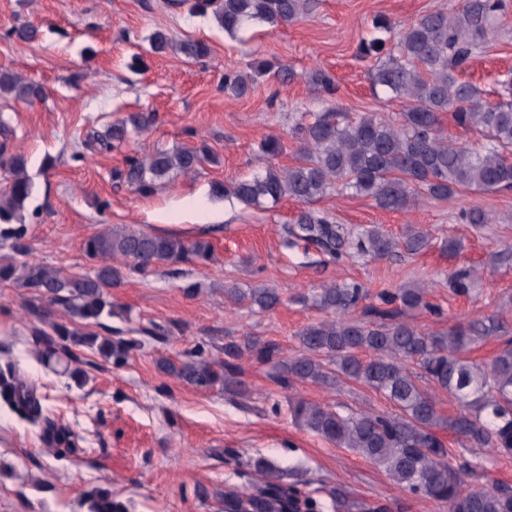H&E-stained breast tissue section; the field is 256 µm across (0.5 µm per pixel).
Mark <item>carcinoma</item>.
I'll return each mask as SVG.
<instances>
[{"instance_id":"1","label":"carcinoma","mask_w":512,"mask_h":512,"mask_svg":"<svg viewBox=\"0 0 512 512\" xmlns=\"http://www.w3.org/2000/svg\"><path fill=\"white\" fill-rule=\"evenodd\" d=\"M313 0H169L173 8L211 13L225 32L233 35L262 22L273 27L292 25L312 11ZM506 0H465L456 14L443 9L426 13L415 22L394 30L384 16L372 21L373 34L362 40L358 56L371 62L373 86L392 98H406L410 105L394 118L363 114L339 121L333 111L302 112L294 130L300 139L297 162L287 168L272 163L281 152L277 137L261 141L260 150L271 160L261 175L217 183L213 192L233 197L245 205L262 207L291 199L305 206L295 223L284 227L285 243L293 248L304 242L316 247L332 262L351 254L373 258L401 249L418 253L428 246V234L417 228L395 239L376 227L355 233L338 224L328 213L311 204L329 191H352L369 197L384 210L416 205L423 196L446 199L460 188L482 191L512 190V73L500 80L507 100L489 103L480 90L460 78L499 15ZM187 58L210 54L207 44L187 39L178 45ZM274 74L286 82L288 68L255 61L250 71L224 73V92L245 97L256 78ZM33 103L45 96L44 88L6 72H0V96ZM450 113L456 125L476 129L490 142L481 150L448 138L440 116ZM154 120L150 112H136L109 125L105 132L90 131L83 146L91 151L121 147L132 130H145ZM0 240L15 249L27 233L22 223L25 202L34 191L26 175V159L9 151V127L0 119ZM216 157L205 145L125 158V167L113 178L147 195L154 182L171 173L191 174ZM85 257L95 262L90 273L68 274L42 263L20 265L0 262V283L26 289L40 305L31 309L46 328H34L37 357L49 371L77 384L85 379L75 366L74 346H86L120 365L138 347L134 339L99 338L92 331L102 319L117 314L112 289L132 274L142 277L159 265L206 266L213 260L212 245L186 240L171 233L114 228L87 237ZM119 258V266L108 263ZM476 273L464 269L451 273L450 284L465 294ZM232 305L268 312L282 303L274 288L256 285L224 289ZM367 290L355 281L334 282L317 289L302 301L325 317L302 327L296 334L298 354L285 358L275 340L245 337L224 344V359L209 362L192 352L179 362L162 360L160 371L197 387H213L239 393L243 390L241 361L249 358L272 368L280 390L290 393L296 384L309 382L337 389L358 383L383 394L395 407L391 414L371 411L343 414L326 405L288 399L292 419L316 436L348 448L381 467L401 488L448 506V512H512V487L494 484L473 487L470 480L480 463L457 455L435 433L446 428L472 445L469 452H495L512 456V336L498 317L491 315L460 322L446 331L425 332L405 321L408 311L429 308L427 287L405 284L382 292L377 303L363 305ZM66 319L51 320L54 310ZM363 310V317L354 313ZM500 346L487 361L466 358L472 346L489 338ZM366 352L364 360L360 353ZM451 393L458 411L444 417L432 393L423 384ZM0 400L38 424L53 438H64L54 420L43 414L36 390L17 373L13 364L0 366ZM264 476L263 484L249 491H224V512H318L319 505L291 484L282 482L278 469L267 459L253 462ZM335 512H382V507L350 498L338 488L332 492ZM89 512H125L112 494L100 490L90 495Z\"/></svg>"}]
</instances>
